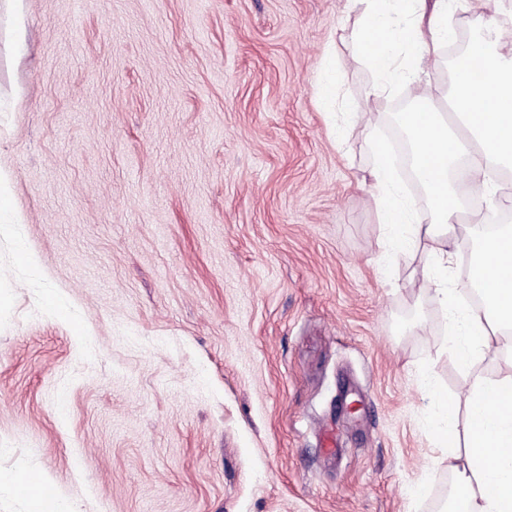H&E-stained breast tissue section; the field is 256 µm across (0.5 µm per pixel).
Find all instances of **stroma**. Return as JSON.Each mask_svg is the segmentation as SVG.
Instances as JSON below:
<instances>
[{
	"label": "stroma",
	"instance_id": "35a3bbf8",
	"mask_svg": "<svg viewBox=\"0 0 512 512\" xmlns=\"http://www.w3.org/2000/svg\"><path fill=\"white\" fill-rule=\"evenodd\" d=\"M27 5L16 45L0 0V185L36 261L0 237V512H32L25 472L43 512H444L427 383L465 421L469 375H512V351L461 369L429 245L383 255L369 172L395 98L452 95L447 54L377 102L349 0ZM455 233L464 299L485 227ZM318 105L336 123V63L331 50H327L316 76Z\"/></svg>",
	"mask_w": 512,
	"mask_h": 512
}]
</instances>
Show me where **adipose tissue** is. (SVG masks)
I'll list each match as a JSON object with an SVG mask.
<instances>
[{
	"instance_id": "obj_1",
	"label": "adipose tissue",
	"mask_w": 512,
	"mask_h": 512,
	"mask_svg": "<svg viewBox=\"0 0 512 512\" xmlns=\"http://www.w3.org/2000/svg\"><path fill=\"white\" fill-rule=\"evenodd\" d=\"M367 26L360 52L380 75L370 95L379 99L391 91L387 76L411 79L426 58L437 55L452 33L448 0H365ZM495 40L472 41L466 58L455 67L453 99L457 117L468 130L460 135L441 112H408L404 118L418 146V171L427 193L430 221L415 220L404 199L388 150L379 147L370 175L379 192L373 199L379 223L392 232V256L405 255L422 239L431 241L435 262L424 273L423 287L435 288L455 322L449 343L458 364L469 368L474 357L512 347V226L484 241L483 257L473 265L472 283L483 307L464 306L444 287L448 262L458 242L453 221L460 205L454 174L469 162L472 193L495 195L488 178L489 162L512 163V68L495 52ZM484 61L473 75L469 60ZM466 451L449 453L447 468L456 476L448 512H512V376L475 377L467 385Z\"/></svg>"
}]
</instances>
